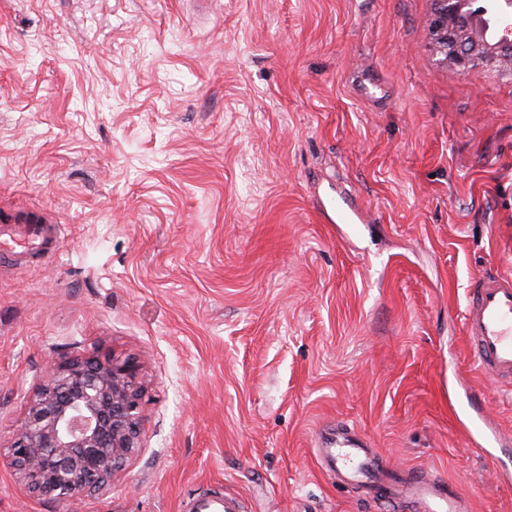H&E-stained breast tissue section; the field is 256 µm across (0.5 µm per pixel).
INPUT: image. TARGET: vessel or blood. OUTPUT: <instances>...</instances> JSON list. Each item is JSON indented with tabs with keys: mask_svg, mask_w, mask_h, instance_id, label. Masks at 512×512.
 Masks as SVG:
<instances>
[{
	"mask_svg": "<svg viewBox=\"0 0 512 512\" xmlns=\"http://www.w3.org/2000/svg\"><path fill=\"white\" fill-rule=\"evenodd\" d=\"M11 231L0 234V258L27 252H53L62 244L54 221L8 216ZM468 350L476 367L512 385V275L485 273L476 277L465 315ZM322 467L337 481L368 484L374 494L396 504L397 512H471L469 500L446 481L422 472L394 473L369 449L367 442L343 425L320 436ZM186 512H241L226 495L196 496Z\"/></svg>",
	"mask_w": 512,
	"mask_h": 512,
	"instance_id": "obj_1",
	"label": "vessel or blood"
}]
</instances>
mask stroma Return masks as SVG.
Instances as JSON below:
<instances>
[{
  "label": "stroma",
  "mask_w": 512,
  "mask_h": 512,
  "mask_svg": "<svg viewBox=\"0 0 512 512\" xmlns=\"http://www.w3.org/2000/svg\"><path fill=\"white\" fill-rule=\"evenodd\" d=\"M433 13L0 0V202L64 226L0 263V512H389L321 468L337 421L512 512V392L464 331L471 279L512 274V78L439 63ZM340 190L364 223L321 219ZM88 354L139 362L142 447L111 489L33 493L13 425ZM188 512H242L234 498L224 495L196 496L185 503Z\"/></svg>",
  "instance_id": "35a3bbf8"
}]
</instances>
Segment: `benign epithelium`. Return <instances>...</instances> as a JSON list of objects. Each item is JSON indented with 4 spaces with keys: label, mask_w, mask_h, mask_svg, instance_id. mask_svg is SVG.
<instances>
[{
    "label": "benign epithelium",
    "mask_w": 512,
    "mask_h": 512,
    "mask_svg": "<svg viewBox=\"0 0 512 512\" xmlns=\"http://www.w3.org/2000/svg\"><path fill=\"white\" fill-rule=\"evenodd\" d=\"M431 49L466 73L494 67L512 76V0L489 4L497 35L452 29L467 0H434ZM140 365L85 355L58 365L38 389L9 437L11 463L34 492L58 498L112 486L123 462L140 447Z\"/></svg>",
    "instance_id": "obj_1"
}]
</instances>
